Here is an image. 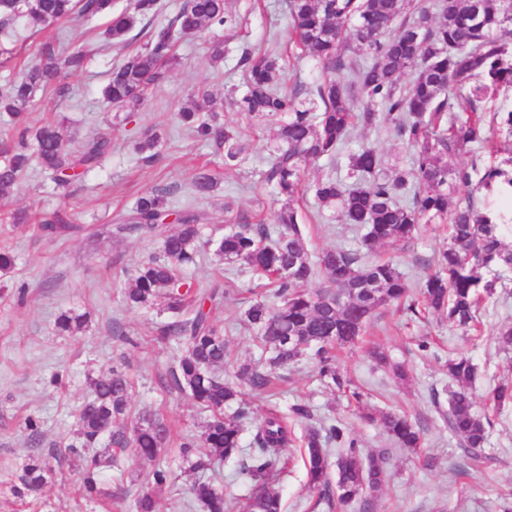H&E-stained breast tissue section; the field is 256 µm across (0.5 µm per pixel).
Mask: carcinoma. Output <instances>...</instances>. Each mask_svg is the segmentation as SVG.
<instances>
[{"instance_id":"1","label":"carcinoma","mask_w":512,"mask_h":512,"mask_svg":"<svg viewBox=\"0 0 512 512\" xmlns=\"http://www.w3.org/2000/svg\"><path fill=\"white\" fill-rule=\"evenodd\" d=\"M158 10L157 0H137L136 13H113V0H0V29L23 19L38 31L75 15L92 18L110 15L107 39L127 42V35ZM288 43L334 72L313 87H281L279 57L245 51L241 66L245 91L237 101L249 118L279 117L277 142L263 181L287 200L273 223L239 224L215 243V254L229 268L244 267L258 281L257 293L243 310L241 321L254 331L259 358L237 367L235 378L224 379L228 357L224 329L212 318L232 293L229 281L214 280L196 288L183 276L193 266L201 247L203 225L191 209L174 211L170 189L157 188L140 196L133 207L113 217L108 232L114 236L157 230L161 253L141 262L129 274L131 285L122 291L131 309H151L164 299L174 319L159 328V340L178 345L179 353L167 371L166 388L188 396L209 413L199 438L179 443L189 459L199 446L208 460H241L237 476L249 486L244 512H282L279 494L271 487L279 470L281 451L293 442L291 422L305 424L299 438L301 461L308 487L319 497L360 503L368 512L390 480L386 452H364L348 427L338 421L321 429L305 402L294 403L284 416L271 410L253 438V448L241 445V420L250 410L248 393L268 391L281 379L277 370L310 358L317 380L324 386L350 393L362 403L337 363L336 350L355 343L379 310L390 304L404 306L414 317L432 312L449 323L477 329L480 302L504 287L496 268L512 260V245L498 228L503 215L492 204L478 210L473 196L453 204L450 195L477 186L487 198L512 199V155L496 165L483 166L477 152H500L498 139H512V110L491 112L487 103L512 89V0H439L432 10L422 0H289ZM231 19L224 0H184L179 11L162 24H148L142 50L112 69L103 96L107 105L127 110L134 117L147 92L165 78V63L184 36ZM82 49L67 53L54 42L40 45L35 62L9 81L0 95V112L9 117L16 135L0 141V199L13 196L34 166L56 187L69 188L82 176L103 165L112 154L111 138L99 133L73 149L67 126L58 121L31 125L27 107L34 93L55 84L63 73L85 68ZM413 74L409 87L401 79ZM180 123L193 136L224 147V165L242 160L240 133L217 123L214 114L182 107ZM385 125L414 152L410 165L385 170L379 152L364 146L349 156L345 177L327 176L304 182L306 166L341 154L351 131ZM159 136L134 142L141 159L157 157ZM471 153L468 165H453L456 156ZM218 182L202 169L192 182L194 194L210 195ZM312 194L323 209L338 214L342 223L364 230L355 250L330 249L314 256L305 245L303 209L298 197ZM449 223L448 245L435 252L428 264L435 271L420 285L423 302L408 300L404 274L389 259L369 261L380 247L404 246L418 226L433 220ZM37 230L49 239L95 237L98 229L75 223L64 207L38 214ZM320 274L326 286L311 291ZM84 314L63 313L55 321L59 334L75 336L86 328ZM374 369L394 378L407 377L405 365L393 361L378 347L370 351ZM448 385L431 389L437 418L463 449L466 464L479 459L490 419L474 407L469 385L478 368L463 353L445 361ZM131 385L125 373L113 369L91 384L89 396L76 410L74 438L66 453L80 474L77 494L97 498L104 471L116 454L131 448L136 456L154 462L150 488L134 498L135 512H157L155 492L174 484L175 477L161 463L169 451L171 430L156 414L138 417L137 425L122 424L130 412ZM497 410L512 407V381L499 380L488 394ZM233 406V415L224 407ZM365 419L380 421L382 429L400 448L416 451L424 437L420 425L405 414L381 411ZM336 444L331 462L330 444ZM49 470L46 455L26 462L11 492L18 498H39ZM191 494L203 512H232L233 504L210 479L197 478Z\"/></svg>"}]
</instances>
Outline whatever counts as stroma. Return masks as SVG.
<instances>
[{
    "label": "stroma",
    "instance_id": "1",
    "mask_svg": "<svg viewBox=\"0 0 512 512\" xmlns=\"http://www.w3.org/2000/svg\"><path fill=\"white\" fill-rule=\"evenodd\" d=\"M287 4L288 0H226L232 24L186 38L177 48V64L149 93L132 122L116 117L114 108L104 103L102 89L112 67L128 53L140 50L146 35L130 37L122 48L104 39L108 24L104 17L53 26L64 49H86L87 64L82 72L62 75L65 95L36 92L29 121L39 124L67 117L77 143L110 132L112 155L104 169L85 174L68 194L57 191L36 169L16 196L0 201V248H11L17 255L14 268L0 277V512H131L132 497L148 487L151 462L126 455L121 470L104 473L102 484L107 490L123 486L129 499L102 497L89 502L75 496L77 473L64 451L75 429V411L88 396L91 379L111 370L125 371L132 381L133 415L157 410L178 434H200L203 414L188 398L166 390L162 381L177 353L175 345L157 341V329L170 320V313L160 305L148 313L131 310L122 301L127 271L158 252L156 233L141 230L119 239L104 234L93 240L82 236L47 240L37 236L30 216L64 204L78 223L108 224L146 191L169 187L172 205L193 206L211 239L222 237L229 225L271 219L280 203L262 183L260 172L268 161L277 121L251 120L234 107V99L245 90L239 59L248 49L279 54L282 83L288 89L297 84L309 86L331 75L322 64L289 46ZM41 40V34L21 25L13 36H0V88L35 56ZM216 44L224 49V60L217 64L210 59ZM195 93L203 96V111L219 113L224 125L244 132L246 149L240 165L225 166L224 152L214 142L197 140L178 126L175 112ZM153 129L161 135L159 154L147 163L133 153L132 144ZM364 144L374 146L389 168L406 164L410 157L405 145L386 128H357L345 154L308 165L307 180L345 175L348 152ZM203 168L219 182L214 197L207 199L188 191ZM300 204L308 215L310 251L357 247L350 225L340 223L337 214L319 210L309 195ZM447 238V225L422 224L410 243L392 252L378 250L377 255L392 257L415 285L428 274V260ZM225 275L233 280L235 293L214 311L213 318L223 326L231 351L224 366L225 375L230 376L238 364L256 353L253 336L241 322V310L252 297L254 282L249 272H225L209 249L203 251L197 266L186 272L187 279L201 287ZM498 275L507 288L481 303L479 332L464 331L434 315L410 323L397 308L390 307L376 318L365 341L339 354L342 371L369 392V410L398 409L419 421L425 442L418 452L392 446L379 423L362 419L356 403L316 380L315 367L307 360L283 369L279 394L252 397V412L243 422V445L251 444L270 406L285 410L295 402H305L323 420L346 423L364 449H388L393 481L371 512H506L512 507V408L490 412L491 427L483 448L487 464L480 471L464 473L460 470L462 451L435 420L430 403L431 388L448 380L441 359L451 351L465 353L478 367L471 386L477 408H485L494 382L512 379V351H501L497 344L499 327L512 323V268L499 270ZM69 310L89 315L80 336H60L54 331L57 316ZM422 337L435 341L434 351L418 352L416 342ZM370 341L406 364V380L373 370L366 349ZM57 372L63 375L59 385L51 382ZM30 416L44 420L45 442L59 448L34 503L14 498L10 492L11 481L34 452L25 428ZM299 454V449H284L289 463L273 481L284 512H331L327 502L309 492ZM166 462L177 480L160 495L158 512H202L191 503L189 487L195 475L187 461L174 449Z\"/></svg>",
    "mask_w": 512,
    "mask_h": 512
}]
</instances>
